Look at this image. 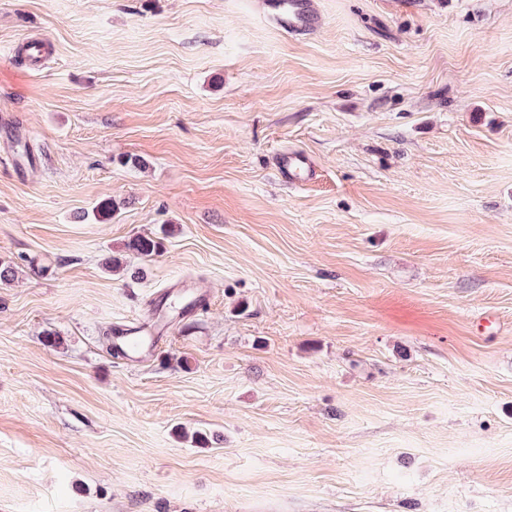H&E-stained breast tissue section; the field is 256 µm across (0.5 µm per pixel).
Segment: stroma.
<instances>
[{
  "label": "stroma",
  "mask_w": 512,
  "mask_h": 512,
  "mask_svg": "<svg viewBox=\"0 0 512 512\" xmlns=\"http://www.w3.org/2000/svg\"><path fill=\"white\" fill-rule=\"evenodd\" d=\"M307 3L0 0V512H512V0ZM278 24L293 33L308 31L317 24L315 13L303 7L302 0H275ZM277 163L282 176L291 184L302 182L309 173L307 160L296 154L285 153L279 157ZM172 324L170 322H163V321H154L153 323H144L142 327H134L132 329H140L137 331H131V330H122L120 333L118 339L117 346L120 348V350L126 355V357L136 360L137 356L140 354V352L143 350L145 345V340L143 338L142 332L144 330H148L145 334H148L149 336H160L164 333H168L171 330ZM130 331V332H129ZM139 339V345L133 349H129V344L132 339Z\"/></svg>",
  "instance_id": "obj_1"
}]
</instances>
